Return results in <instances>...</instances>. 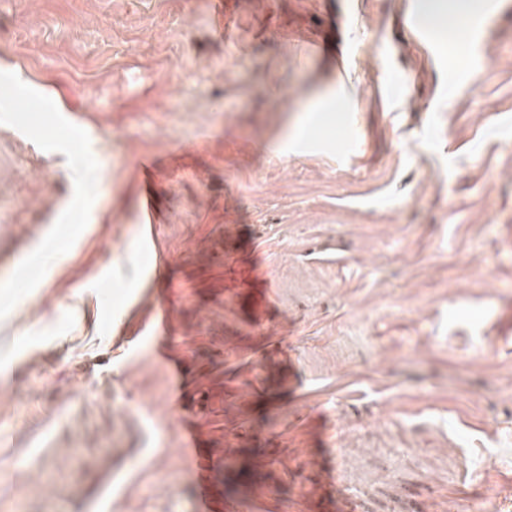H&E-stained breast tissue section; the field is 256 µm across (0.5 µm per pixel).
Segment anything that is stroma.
<instances>
[{
    "mask_svg": "<svg viewBox=\"0 0 512 512\" xmlns=\"http://www.w3.org/2000/svg\"><path fill=\"white\" fill-rule=\"evenodd\" d=\"M239 2L224 34L209 0H0V512H196L174 362L216 512H512V12L475 65L420 0Z\"/></svg>",
    "mask_w": 512,
    "mask_h": 512,
    "instance_id": "1",
    "label": "stroma"
}]
</instances>
